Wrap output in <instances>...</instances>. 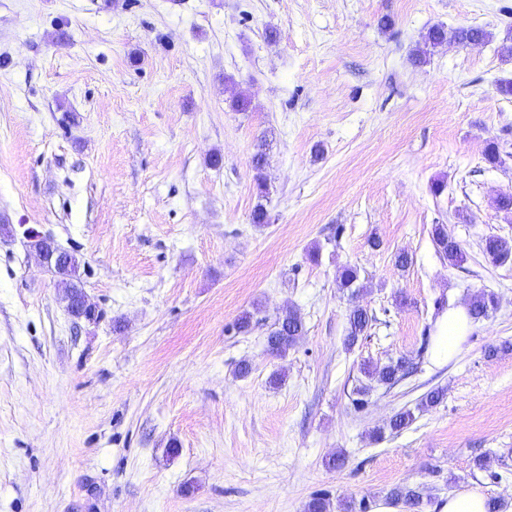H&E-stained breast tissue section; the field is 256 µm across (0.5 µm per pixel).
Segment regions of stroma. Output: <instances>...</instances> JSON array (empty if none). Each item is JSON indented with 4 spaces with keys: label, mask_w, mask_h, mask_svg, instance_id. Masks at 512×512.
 I'll use <instances>...</instances> for the list:
<instances>
[{
    "label": "stroma",
    "mask_w": 512,
    "mask_h": 512,
    "mask_svg": "<svg viewBox=\"0 0 512 512\" xmlns=\"http://www.w3.org/2000/svg\"><path fill=\"white\" fill-rule=\"evenodd\" d=\"M437 24L491 37L414 65ZM510 31L512 0H0V512H304L316 492L344 512L398 485L424 512L464 488L512 497V350L487 354L512 343V263L481 252L512 239L492 205L512 193ZM33 231L77 255L91 318L69 315ZM347 264L373 317L350 349ZM483 289L497 311L435 364L438 303ZM289 307L307 333L277 358L266 336ZM401 355L417 372L354 409L362 365ZM404 407L414 422L373 441ZM432 241L437 253L448 261L450 267L461 268L466 261V253L455 239L448 238V232L443 224L432 227ZM483 253L496 265L512 261V240L501 236H489L484 240Z\"/></svg>",
    "instance_id": "1"
}]
</instances>
